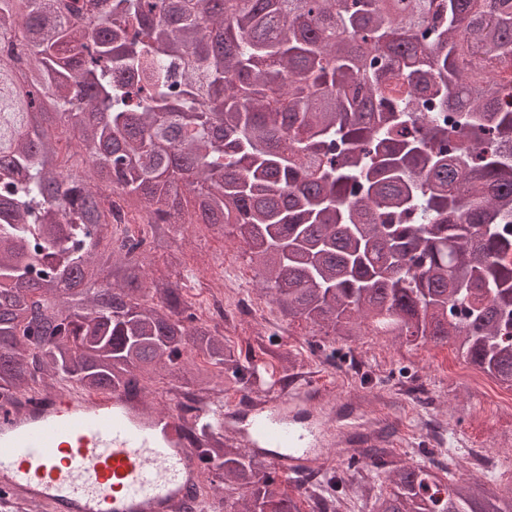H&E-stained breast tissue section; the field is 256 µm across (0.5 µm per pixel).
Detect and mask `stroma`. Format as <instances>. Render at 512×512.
<instances>
[{
	"label": "stroma",
	"mask_w": 512,
	"mask_h": 512,
	"mask_svg": "<svg viewBox=\"0 0 512 512\" xmlns=\"http://www.w3.org/2000/svg\"><path fill=\"white\" fill-rule=\"evenodd\" d=\"M182 231L187 263L180 274L188 285L186 295L197 308L209 302V293L198 287V280L218 270L228 279L242 280L259 304L257 321L228 332L227 337L243 353L253 354L262 381L273 384L282 379V361L287 358L296 369L314 370L327 383L351 388L356 401L336 404L335 411L353 418L360 433L366 434L379 396L394 393L401 380L413 379L424 386V393L403 396L388 413L391 426L404 432L402 446L393 450L395 461L432 464V457L418 452L424 439L422 425L432 420L438 426L434 438L447 450L441 462L452 475L464 470L469 477H482L481 468L467 464L473 448L498 457L503 464L512 463V407L500 401L501 386L466 363L454 345L408 347L375 332L355 337L347 346L331 345L329 337L305 321L291 323L283 318L270 295L263 292L262 281L250 267L233 228H226L220 236L196 224L185 225ZM353 350L363 355L356 369L347 361Z\"/></svg>",
	"instance_id": "obj_1"
}]
</instances>
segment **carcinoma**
<instances>
[{"mask_svg": "<svg viewBox=\"0 0 512 512\" xmlns=\"http://www.w3.org/2000/svg\"><path fill=\"white\" fill-rule=\"evenodd\" d=\"M0 394L143 390L257 366L146 252L243 240L284 314L458 343L512 389V0H0ZM125 205L130 239L112 224ZM224 512H303L228 439ZM327 512H512L373 444Z\"/></svg>", "mask_w": 512, "mask_h": 512, "instance_id": "cac0c4a2", "label": "carcinoma"}]
</instances>
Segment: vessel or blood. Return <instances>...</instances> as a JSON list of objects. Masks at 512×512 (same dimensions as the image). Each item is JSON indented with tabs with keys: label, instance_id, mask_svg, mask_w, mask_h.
Segmentation results:
<instances>
[{
	"label": "vessel or blood",
	"instance_id": "obj_1",
	"mask_svg": "<svg viewBox=\"0 0 512 512\" xmlns=\"http://www.w3.org/2000/svg\"><path fill=\"white\" fill-rule=\"evenodd\" d=\"M316 381L264 395L238 445L274 471L336 461ZM183 418L146 392L60 390L0 401V498L41 512H184L204 461Z\"/></svg>",
	"mask_w": 512,
	"mask_h": 512
}]
</instances>
